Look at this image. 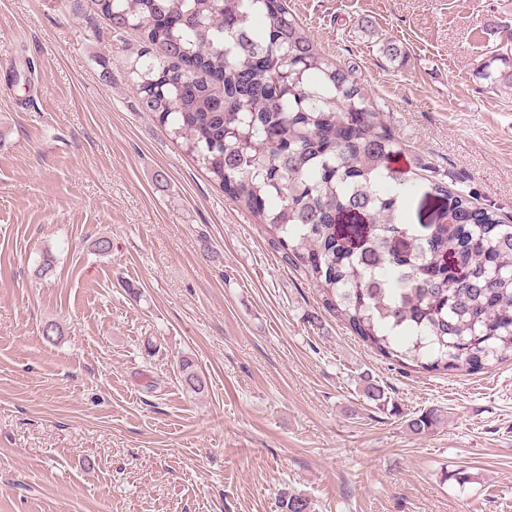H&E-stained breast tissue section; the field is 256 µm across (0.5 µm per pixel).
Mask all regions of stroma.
<instances>
[{"label": "stroma", "mask_w": 512, "mask_h": 512, "mask_svg": "<svg viewBox=\"0 0 512 512\" xmlns=\"http://www.w3.org/2000/svg\"><path fill=\"white\" fill-rule=\"evenodd\" d=\"M288 8L410 152L512 217V91L476 76L512 0ZM140 47L94 0H0V512H282L287 492L314 512H512V363L429 373L367 348L145 112ZM426 409L441 422L410 432ZM181 381L187 390L200 394L207 388L205 377L200 375L195 365L189 359H183L180 363Z\"/></svg>", "instance_id": "35a3bbf8"}]
</instances>
